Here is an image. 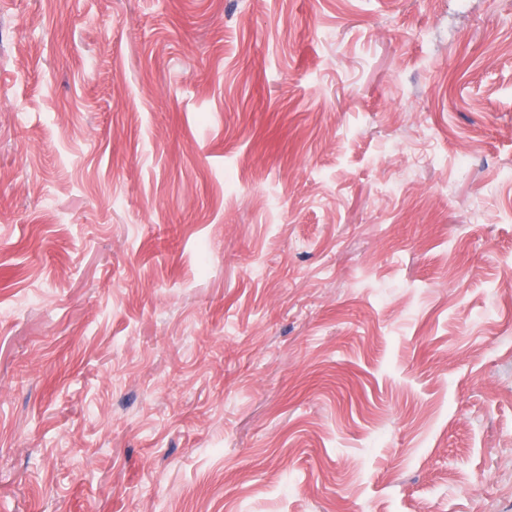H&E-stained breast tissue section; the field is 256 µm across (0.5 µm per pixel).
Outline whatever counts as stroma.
Instances as JSON below:
<instances>
[{
    "mask_svg": "<svg viewBox=\"0 0 512 512\" xmlns=\"http://www.w3.org/2000/svg\"><path fill=\"white\" fill-rule=\"evenodd\" d=\"M512 512V0H0V512Z\"/></svg>",
    "mask_w": 512,
    "mask_h": 512,
    "instance_id": "stroma-1",
    "label": "stroma"
}]
</instances>
